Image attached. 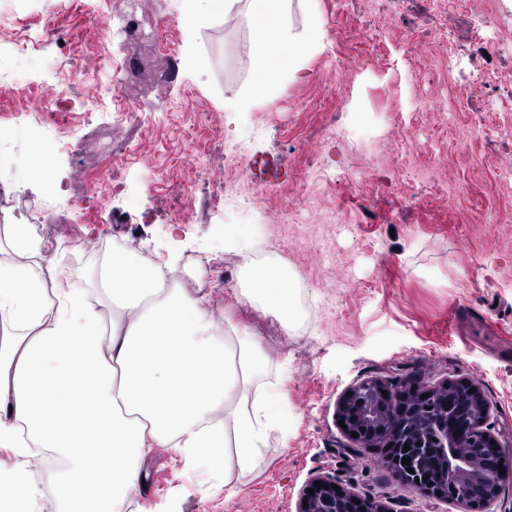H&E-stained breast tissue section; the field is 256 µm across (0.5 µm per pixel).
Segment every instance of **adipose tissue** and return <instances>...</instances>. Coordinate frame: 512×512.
Here are the masks:
<instances>
[{"mask_svg":"<svg viewBox=\"0 0 512 512\" xmlns=\"http://www.w3.org/2000/svg\"><path fill=\"white\" fill-rule=\"evenodd\" d=\"M237 2L183 0L185 43ZM245 2L261 60L293 46L289 0ZM241 296L293 324V278L280 265L250 267ZM266 367L259 338L180 288L169 261L97 249L78 286L66 252L34 225L0 226V449L14 455L0 464V502H35L39 485L24 477L34 448L66 463L42 473L64 512H124L156 448L252 476L287 423Z\"/></svg>","mask_w":512,"mask_h":512,"instance_id":"adipose-tissue-1","label":"adipose tissue"}]
</instances>
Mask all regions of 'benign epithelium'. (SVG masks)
I'll list each match as a JSON object with an SVG mask.
<instances>
[{
	"mask_svg": "<svg viewBox=\"0 0 512 512\" xmlns=\"http://www.w3.org/2000/svg\"><path fill=\"white\" fill-rule=\"evenodd\" d=\"M473 384L465 380L446 381L434 388H423L410 381L389 387L377 381H365L350 389L352 395H343L338 410L347 432H356L355 441L364 448H381L386 461L403 465L406 483L415 493L444 501L458 502L464 512H488L495 500L499 483L503 479L499 465L506 460L495 436L484 428L489 412L479 391H471ZM388 397H383L382 392ZM441 402L443 417L437 419L430 433L423 436L411 431L398 437L397 431L386 432L382 411L386 408L401 415L413 413L427 404ZM479 406L482 414L474 418L468 413L470 403ZM469 428L483 435L479 444L471 449L480 460L481 469L494 475V481L483 483L471 479L469 456L460 450V438ZM410 446L403 451L404 446ZM410 458V464L402 459ZM413 472H407V469ZM420 481H415V478ZM321 486L309 485L314 495L306 494L307 507L299 512H389L381 502L362 498L350 490L331 488L336 480L322 477ZM329 488H324V485Z\"/></svg>",
	"mask_w": 512,
	"mask_h": 512,
	"instance_id": "1",
	"label": "benign epithelium"
}]
</instances>
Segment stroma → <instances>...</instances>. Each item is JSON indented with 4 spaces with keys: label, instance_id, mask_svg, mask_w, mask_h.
I'll use <instances>...</instances> for the list:
<instances>
[{
    "label": "stroma",
    "instance_id": "stroma-1",
    "mask_svg": "<svg viewBox=\"0 0 512 512\" xmlns=\"http://www.w3.org/2000/svg\"><path fill=\"white\" fill-rule=\"evenodd\" d=\"M147 32L127 44L104 0L59 10L58 0H0V127L38 120L22 108L10 74L21 71L14 33L41 34L46 69L30 100L60 89L99 58H137L123 96L162 103L153 122L120 121L111 105L63 116L82 155L60 151L52 177L37 175L31 146L0 139L13 156L10 185L22 208L54 221L42 236L83 243L70 263L80 280L91 250L119 241L151 256L176 253L180 285L203 290L216 310L260 337L268 380L288 405L287 432L272 433L258 475L225 481L188 471L157 451L128 512H297L309 482L329 476L389 512H462L403 491L375 448L339 426L337 402L368 380L425 387L467 379L490 408L488 424L512 453V45L493 63L473 33L512 42V0H292L297 53L272 99L254 97L258 56L244 8L201 25L187 48L182 0H123ZM322 19L320 44L307 34ZM456 66H449V57ZM124 156L89 211L62 212L47 181L78 189L100 166L99 147ZM250 166L227 165L232 153ZM227 187L223 202L212 185ZM187 184L186 201L168 191ZM140 198L128 211L127 194ZM182 211L184 223L173 221ZM251 234L233 253L224 229ZM296 278L292 329L237 304L249 254Z\"/></svg>",
    "mask_w": 512,
    "mask_h": 512
}]
</instances>
